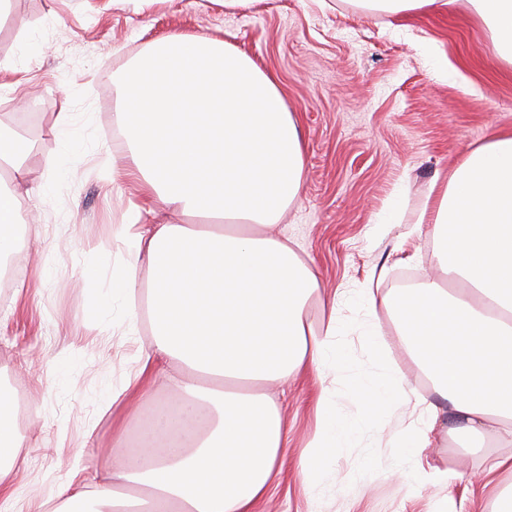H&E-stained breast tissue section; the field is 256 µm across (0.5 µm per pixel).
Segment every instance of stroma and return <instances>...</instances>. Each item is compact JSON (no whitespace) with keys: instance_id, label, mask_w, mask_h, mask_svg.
I'll use <instances>...</instances> for the list:
<instances>
[{"instance_id":"stroma-1","label":"stroma","mask_w":512,"mask_h":512,"mask_svg":"<svg viewBox=\"0 0 512 512\" xmlns=\"http://www.w3.org/2000/svg\"><path fill=\"white\" fill-rule=\"evenodd\" d=\"M10 12L27 28H0V61L16 68L0 73V113L28 139L34 160L58 159L37 203L43 236L30 247L67 263L57 276L27 257L17 280L0 287V374L40 412L0 480L21 492L23 512H42L46 496L80 472L91 452L111 446L112 414L102 401L152 341L149 321L138 335H122L97 301L120 262L112 231L155 221L134 181H112L100 165L105 156L116 169L126 165L117 78L153 41L176 31L207 33L277 78L305 143L302 192L281 228L326 296L362 287L374 270L385 272V293L395 291L399 273L435 274L434 227L416 223L434 177L450 175L496 133L512 132V65L499 60L466 0L397 16L368 13L356 0H259L245 12L208 0H130L121 8L108 0H11ZM18 93L28 97L25 108L14 105ZM56 112L79 120L66 153L52 132ZM90 262L97 274L88 278L81 270ZM61 278L66 287H58ZM341 315L351 325L338 339L351 377L381 372L357 329L363 310L350 302ZM324 389L343 411H354L344 384L330 376L272 387L288 424L285 479L256 512H309L299 461ZM377 423L374 447L332 451L330 467L345 484L337 507L324 501L322 512H489L491 492L470 490L479 464L464 441L441 433L426 451L430 465L454 472L447 489L426 485L407 494L390 475L402 464L399 414L380 413ZM365 455L370 466L357 470Z\"/></svg>"}]
</instances>
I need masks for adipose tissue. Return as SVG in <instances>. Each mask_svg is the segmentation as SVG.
<instances>
[{
	"mask_svg": "<svg viewBox=\"0 0 512 512\" xmlns=\"http://www.w3.org/2000/svg\"><path fill=\"white\" fill-rule=\"evenodd\" d=\"M489 26L502 60L512 64V0H468ZM116 119L130 174L145 197L184 216L181 224H125L116 237L129 258L112 273L102 300L118 309L127 335L149 315L153 344L136 370L107 399L121 409L141 405L150 387L180 394L179 413H156L155 426L174 434L165 448L128 454L125 426L112 430V452L94 462L91 479H71L44 500V512H254L283 479L288 425L263 386L300 375L334 372L350 362L338 345L345 332L328 298L320 327L307 321L317 295L313 267L292 239L269 233L299 198L305 166L298 121L288 112L276 78L229 42L174 32L153 44L123 73ZM148 113L144 123L130 110ZM30 149L0 122V255L13 253L26 213L45 183L30 180ZM439 240L441 277L424 279L412 295L376 297L363 289L368 317L361 334L382 365L375 377L350 386L351 403L383 409L410 404L415 385L398 371L376 308L428 379L433 400L402 430L409 453L401 490L425 482L447 486L450 476L425 467L431 437L449 429L460 438L493 440L483 452L484 485L505 477L491 512H512V135L474 148L438 190L429 216ZM155 276L139 311L138 262ZM13 400L0 392V477L16 464L25 439L12 427ZM258 418L255 451L236 447L245 423ZM375 428L344 413L329 391L315 403V431L301 459L313 498L329 486L327 448H352Z\"/></svg>",
	"mask_w": 512,
	"mask_h": 512,
	"instance_id": "ef3b65f1",
	"label": "adipose tissue"
}]
</instances>
